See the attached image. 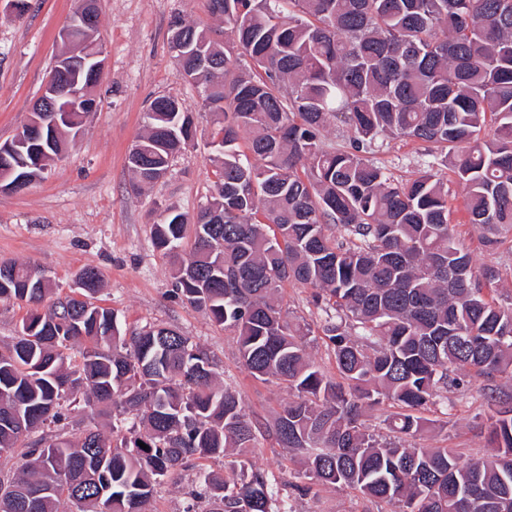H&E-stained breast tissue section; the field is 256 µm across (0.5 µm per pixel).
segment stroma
Here are the masks:
<instances>
[{
	"instance_id": "1",
	"label": "stroma",
	"mask_w": 512,
	"mask_h": 512,
	"mask_svg": "<svg viewBox=\"0 0 512 512\" xmlns=\"http://www.w3.org/2000/svg\"><path fill=\"white\" fill-rule=\"evenodd\" d=\"M30 2L22 17L0 13V142L26 123L55 59L68 51L58 34L75 0ZM98 6L99 37L106 52L97 88L101 103L81 136L49 161L41 179L23 192L0 194V263L38 267L63 293L70 292L83 268H96L103 276L98 305L114 310L127 329L167 324L190 336L218 360L220 385L235 391L248 415L272 423L290 397L285 385L250 376L239 363L234 334L172 296L170 259L151 243L152 226L166 206L191 216L214 193L216 175L209 161L214 127L198 88L182 78L170 51L174 16L215 25L208 0H99ZM160 95L177 98L195 114L197 136L163 178L137 189L127 156L145 131L147 105ZM376 157L400 181L414 177L428 161L419 145L392 138L385 139ZM448 190L460 243L477 265L501 267L502 278L493 284L491 295L499 305L512 307V232L505 233L499 248L485 247L481 228L469 221L463 187L452 181ZM309 295L299 286L285 290L289 310L311 330L312 360L332 376L336 365ZM489 414L478 385L449 391L447 410L431 407L427 416L436 425L417 442L459 448L470 459L485 457L490 453L483 434ZM198 477V468L191 466L159 486L157 512H184L186 492ZM289 503L293 512H389L383 503L334 486H317L304 496L291 494Z\"/></svg>"
}]
</instances>
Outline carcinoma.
Returning <instances> with one entry per match:
<instances>
[{
	"label": "carcinoma",
	"instance_id": "cac0c4a2",
	"mask_svg": "<svg viewBox=\"0 0 512 512\" xmlns=\"http://www.w3.org/2000/svg\"><path fill=\"white\" fill-rule=\"evenodd\" d=\"M224 41L177 17L171 36L191 54L211 123L212 200L193 219L166 207L156 248L174 264L173 293L237 336L241 365L291 398L273 428L252 420L217 384L219 363L165 324L124 332L95 303L98 270L62 296L35 267L6 264L0 300L28 306L23 335L0 351V453L39 433L21 475L0 481V512H152L157 486L189 462L227 456L187 492L185 512H293L250 449L271 436L297 458L299 495L340 485L392 512H512V408L487 429L494 453L413 439L433 424L423 411L474 378L512 373V307L488 298L501 270L474 271L451 222L446 172L466 190L471 223L495 248L512 228V0H209ZM79 52L56 61L65 83L34 105L41 127L0 143V188L41 176L74 141L98 83L103 45L83 32ZM135 144L136 185L157 181L195 138L196 119L170 96L154 98ZM347 129L336 146L323 132ZM247 136L246 151L239 140ZM382 136L433 158L395 180L374 159ZM311 290L334 355L325 375L290 318L284 285ZM84 344L79 356L65 351ZM116 412L117 435L76 423V394ZM390 402V436L363 417ZM148 445L143 449L138 442Z\"/></svg>",
	"mask_w": 512,
	"mask_h": 512
}]
</instances>
